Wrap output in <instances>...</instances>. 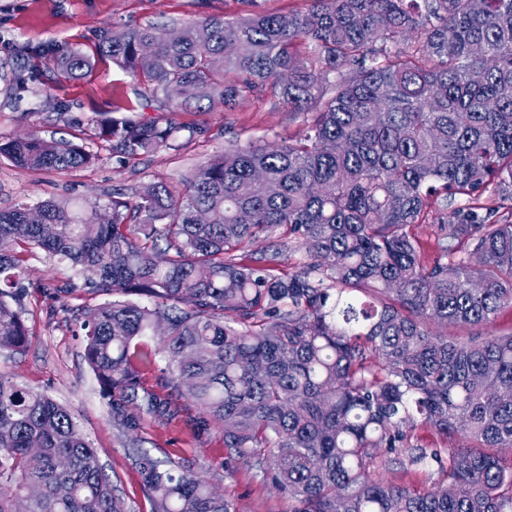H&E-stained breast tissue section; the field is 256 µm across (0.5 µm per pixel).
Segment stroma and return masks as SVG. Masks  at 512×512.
<instances>
[{
    "instance_id": "obj_1",
    "label": "stroma",
    "mask_w": 512,
    "mask_h": 512,
    "mask_svg": "<svg viewBox=\"0 0 512 512\" xmlns=\"http://www.w3.org/2000/svg\"><path fill=\"white\" fill-rule=\"evenodd\" d=\"M300 4L301 0H253L249 5L244 0H0V63L24 65L33 72L23 91L0 81V140L32 131L69 141L77 129L90 128L116 107L130 103L136 106L138 119L162 123L172 118L181 127L171 147L126 163L105 151L94 165L80 170L28 171L0 158V208L52 197L69 198L87 208L101 206L118 189L130 193L149 182L178 183L195 166L233 144L303 137L305 116L288 111L269 96L244 98L232 112L218 103H193L168 114L164 99L153 97L130 72L97 56L94 48L105 26L172 29L212 14L233 18L249 8L280 13ZM45 48L79 50L90 55L91 66L80 79L55 78L35 58L36 51ZM57 102L64 104V111L54 110ZM50 278L74 287L67 304L54 305L40 295L42 283ZM23 285L24 318L31 336L22 353L0 351V372L67 407L106 465L127 512H151L141 476L127 458L130 438L112 426L84 359L77 311L105 301V294L83 291V281L74 270L42 252L28 255ZM197 413L190 401L178 397L169 419L143 415L135 436L139 447L163 460L192 462L239 512H291L287 496L244 461L228 460L222 427H213L206 436L193 433L190 421Z\"/></svg>"
}]
</instances>
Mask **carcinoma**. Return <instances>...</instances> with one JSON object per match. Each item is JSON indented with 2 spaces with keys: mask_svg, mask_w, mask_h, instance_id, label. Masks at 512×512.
Here are the masks:
<instances>
[{
  "mask_svg": "<svg viewBox=\"0 0 512 512\" xmlns=\"http://www.w3.org/2000/svg\"><path fill=\"white\" fill-rule=\"evenodd\" d=\"M286 13L210 15L178 39L151 26L106 29L97 53L156 96L234 110L270 95L306 114L294 143L232 146L183 188L148 183L83 212L68 200L0 209V350L21 353L29 329L10 302L29 253L65 263L92 294L81 310L84 356L128 434L142 414L171 416V394L144 393V369L166 360L201 436L219 424L228 458L288 495L292 512H512V222L486 224V193L512 199V0H302ZM76 79L90 59L37 54ZM475 68L484 71L472 81ZM23 89L26 68L0 72ZM127 114L86 135L128 161L166 147L181 126ZM0 157L32 171L77 170L98 155L35 133L0 141ZM464 201L421 258L412 227L448 197ZM282 247L258 264L262 238ZM166 248L158 252V242ZM305 260L277 273L282 249ZM372 299L358 303L353 293ZM142 295L146 304L127 299ZM166 323L162 347L137 340ZM429 428L471 448L412 443ZM152 512H238L190 464L139 449ZM389 464H434L446 486L376 479ZM126 512L70 411L0 373V512Z\"/></svg>",
  "mask_w": 512,
  "mask_h": 512,
  "instance_id": "carcinoma-1",
  "label": "carcinoma"
}]
</instances>
